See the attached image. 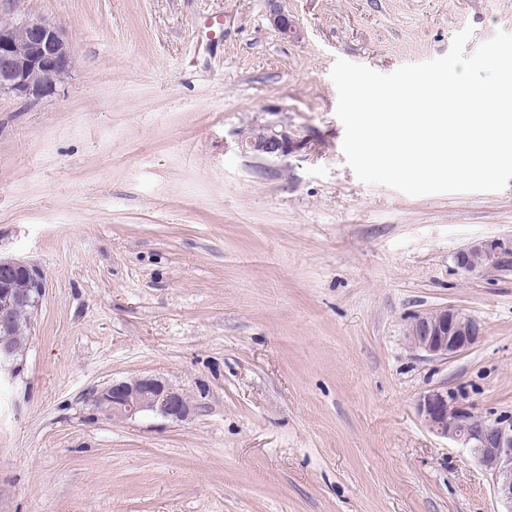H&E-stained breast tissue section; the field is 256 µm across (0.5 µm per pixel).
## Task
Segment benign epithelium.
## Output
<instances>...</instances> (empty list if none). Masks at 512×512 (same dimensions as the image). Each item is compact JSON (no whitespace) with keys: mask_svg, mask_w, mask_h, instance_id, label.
I'll return each mask as SVG.
<instances>
[{"mask_svg":"<svg viewBox=\"0 0 512 512\" xmlns=\"http://www.w3.org/2000/svg\"><path fill=\"white\" fill-rule=\"evenodd\" d=\"M273 6V21L285 36L296 34L294 21ZM72 70V54L65 31L45 19H25L0 27V92L23 101H37L57 92L61 75ZM242 149L267 159H282L298 148L285 131L261 128L241 142ZM458 271L471 279L512 275V235L474 239L453 256ZM16 275L28 288H12ZM46 291V277L38 266L0 258V373L15 376L18 361L11 336L13 310L19 305L38 309ZM483 335L481 325L463 311L444 307L413 318L408 328L411 347L436 359H446L474 345ZM94 405L114 421L152 415L174 422L188 419L194 407L179 388L157 376H140L95 392ZM418 413L436 435L471 450L475 460L493 478L497 497L512 512V414L481 416L448 388H434L420 396Z\"/></svg>","mask_w":512,"mask_h":512,"instance_id":"1","label":"benign epithelium"}]
</instances>
